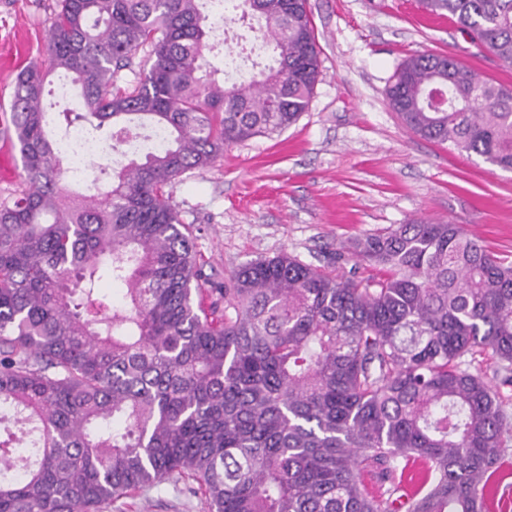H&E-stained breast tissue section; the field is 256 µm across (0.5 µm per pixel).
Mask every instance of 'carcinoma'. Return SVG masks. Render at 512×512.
<instances>
[{
	"mask_svg": "<svg viewBox=\"0 0 512 512\" xmlns=\"http://www.w3.org/2000/svg\"><path fill=\"white\" fill-rule=\"evenodd\" d=\"M209 2L59 0L50 68L17 75L6 133L25 179L0 202V409L15 425L0 428V512H112L176 477L208 512H485L512 424L459 359L489 351L512 383V263L420 220L336 253L378 276L284 251L210 282L169 187L295 124L319 53L307 0H238L274 63L221 85L203 65ZM422 5L512 68V0ZM146 47L148 73L117 86ZM55 69L85 110L64 113L60 135L83 120L123 142L146 120L164 146L68 187L43 107ZM386 95L413 133L512 170L511 87L416 54ZM104 277L124 285L121 305L100 295Z\"/></svg>",
	"mask_w": 512,
	"mask_h": 512,
	"instance_id": "cac0c4a2",
	"label": "carcinoma"
}]
</instances>
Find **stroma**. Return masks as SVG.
I'll list each match as a JSON object with an SVG mask.
<instances>
[{
  "instance_id": "obj_1",
  "label": "stroma",
  "mask_w": 512,
  "mask_h": 512,
  "mask_svg": "<svg viewBox=\"0 0 512 512\" xmlns=\"http://www.w3.org/2000/svg\"><path fill=\"white\" fill-rule=\"evenodd\" d=\"M57 0H0V127L15 79L46 59ZM320 75L306 112L283 133L225 148L213 165L171 189L192 225L211 282L248 261L288 252L329 265L341 243L393 224H458L512 261V171L409 131L386 99L407 57L444 53L482 77L512 87V69L474 43L448 16L431 18L420 0H308ZM461 369L491 383L512 417V385L491 353L465 355ZM112 512H206L191 481L178 479Z\"/></svg>"
}]
</instances>
